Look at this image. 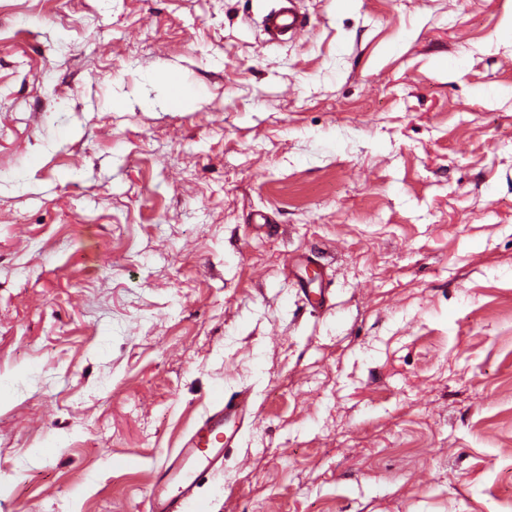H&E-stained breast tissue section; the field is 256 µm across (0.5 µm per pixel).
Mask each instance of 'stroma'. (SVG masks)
Returning <instances> with one entry per match:
<instances>
[{
    "instance_id": "obj_1",
    "label": "stroma",
    "mask_w": 512,
    "mask_h": 512,
    "mask_svg": "<svg viewBox=\"0 0 512 512\" xmlns=\"http://www.w3.org/2000/svg\"><path fill=\"white\" fill-rule=\"evenodd\" d=\"M273 3L0 0V512H512V0ZM278 9L270 10L261 20L260 28L267 42L292 41L306 27L304 14L299 7L300 0H280ZM250 394L238 391L219 403L184 436L171 462L155 472L146 500V512H208L199 495L206 475L224 465V448H231L238 427L249 416Z\"/></svg>"
}]
</instances>
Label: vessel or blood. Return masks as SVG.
I'll return each mask as SVG.
<instances>
[{
  "label": "vessel or blood",
  "instance_id": "obj_1",
  "mask_svg": "<svg viewBox=\"0 0 512 512\" xmlns=\"http://www.w3.org/2000/svg\"><path fill=\"white\" fill-rule=\"evenodd\" d=\"M299 4L300 0H282L279 8L262 18L260 28L266 41H291L302 34L306 20ZM249 408L248 392L221 397L184 436L171 462L155 472L146 512H208V503L199 495L200 483L223 467L224 451L235 444Z\"/></svg>",
  "mask_w": 512,
  "mask_h": 512
}]
</instances>
